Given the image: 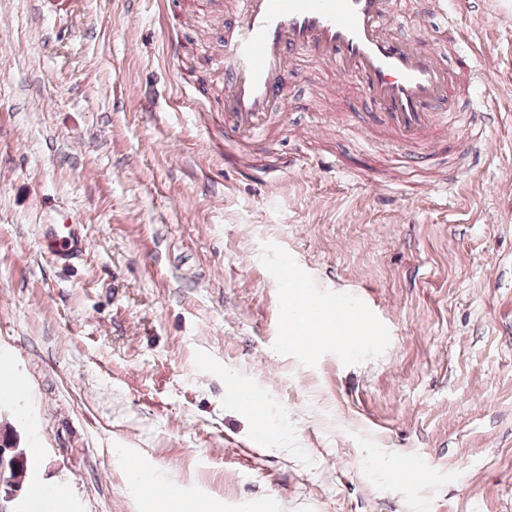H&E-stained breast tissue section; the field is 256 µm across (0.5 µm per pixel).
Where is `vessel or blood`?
<instances>
[{
    "label": "vessel or blood",
    "mask_w": 512,
    "mask_h": 512,
    "mask_svg": "<svg viewBox=\"0 0 512 512\" xmlns=\"http://www.w3.org/2000/svg\"><path fill=\"white\" fill-rule=\"evenodd\" d=\"M399 0H237L224 36V130L246 151L231 162L240 175L257 172L251 153L286 93L285 78L295 57L326 65L333 83L354 79L369 105L366 122L384 125L403 145L427 143L434 130L464 133L482 129L495 109L477 102L459 108L453 72H470L474 48L463 39L454 62L427 49L422 37H398L388 26ZM48 241L56 260L85 245L77 224H50ZM309 318L337 345H345L349 312L340 301L310 300Z\"/></svg>",
    "instance_id": "1"
}]
</instances>
